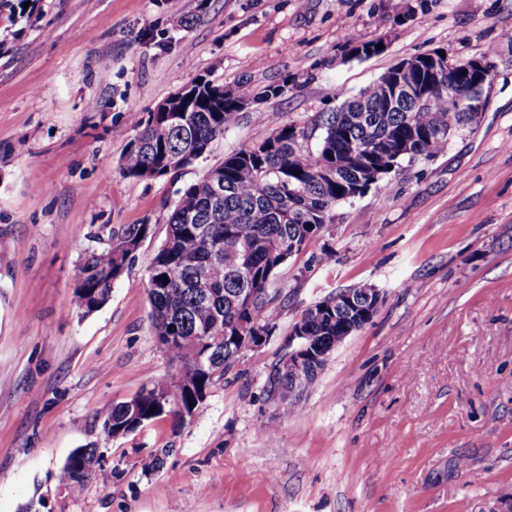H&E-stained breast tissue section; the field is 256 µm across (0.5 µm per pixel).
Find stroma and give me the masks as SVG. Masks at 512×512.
Here are the masks:
<instances>
[{
	"instance_id": "1",
	"label": "stroma",
	"mask_w": 512,
	"mask_h": 512,
	"mask_svg": "<svg viewBox=\"0 0 512 512\" xmlns=\"http://www.w3.org/2000/svg\"><path fill=\"white\" fill-rule=\"evenodd\" d=\"M28 2L0 8V512H512V0ZM379 36L384 53L352 54ZM433 50L493 63L478 124L337 204L273 276L266 342L193 421L107 435L113 405L180 367L148 298L179 190L285 125L317 150L343 96ZM200 76L289 89L206 159L122 176L116 128ZM146 223L109 301L83 313L81 255ZM362 285L377 313L284 417L268 379L293 326ZM78 448L99 463L75 494L58 473Z\"/></svg>"
}]
</instances>
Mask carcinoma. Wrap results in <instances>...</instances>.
<instances>
[{
	"mask_svg": "<svg viewBox=\"0 0 512 512\" xmlns=\"http://www.w3.org/2000/svg\"><path fill=\"white\" fill-rule=\"evenodd\" d=\"M418 59V69L406 80L414 97L395 96L398 72L390 67L326 119L317 151L305 146L304 129L284 125L180 191L150 266L149 301L155 335L181 368L136 394L135 407L127 401L112 406L103 421L108 434L134 432L161 417L183 426V412L198 413L215 379L233 366L224 337L242 326L266 333L274 327L278 310L266 288L288 259L333 223L336 204L363 194L374 172L382 178L406 158L437 156L448 133L471 124V113L448 100V89L477 104L482 92L475 81L443 69L438 51ZM287 92L286 80L251 97L197 79L168 98L170 111L149 112L137 121L121 172L134 179L176 174L201 158L259 99ZM149 230L148 224L111 229L106 247L84 253L75 285L84 313L108 302L112 285ZM353 320L348 309L332 307L302 316L295 327L313 344L330 345L341 335L338 326ZM160 396L168 398L166 412L149 413ZM97 462L96 449H83L62 467V482L80 492Z\"/></svg>",
	"mask_w": 512,
	"mask_h": 512,
	"instance_id": "1",
	"label": "carcinoma"
}]
</instances>
